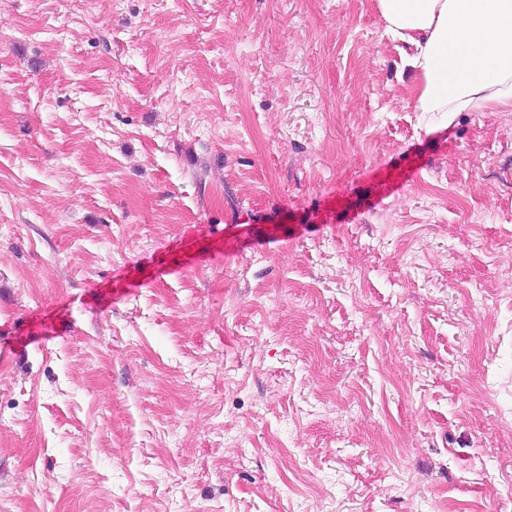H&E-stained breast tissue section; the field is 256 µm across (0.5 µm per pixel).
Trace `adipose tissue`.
<instances>
[{
	"instance_id": "1",
	"label": "adipose tissue",
	"mask_w": 512,
	"mask_h": 512,
	"mask_svg": "<svg viewBox=\"0 0 512 512\" xmlns=\"http://www.w3.org/2000/svg\"><path fill=\"white\" fill-rule=\"evenodd\" d=\"M418 112L512 110V0H376Z\"/></svg>"
}]
</instances>
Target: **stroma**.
Segmentation results:
<instances>
[{"label":"stroma","instance_id":"obj_1","mask_svg":"<svg viewBox=\"0 0 512 512\" xmlns=\"http://www.w3.org/2000/svg\"><path fill=\"white\" fill-rule=\"evenodd\" d=\"M416 95L375 0H0V512H512V112Z\"/></svg>","mask_w":512,"mask_h":512}]
</instances>
